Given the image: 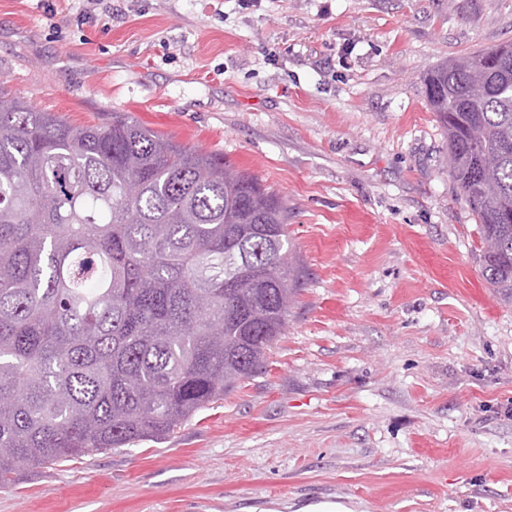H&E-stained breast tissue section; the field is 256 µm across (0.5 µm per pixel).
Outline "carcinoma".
<instances>
[{
  "instance_id": "cac0c4a2",
  "label": "carcinoma",
  "mask_w": 512,
  "mask_h": 512,
  "mask_svg": "<svg viewBox=\"0 0 512 512\" xmlns=\"http://www.w3.org/2000/svg\"><path fill=\"white\" fill-rule=\"evenodd\" d=\"M424 84L512 300V42ZM286 227L223 155L131 117L75 125L0 80V484L163 440L261 370L301 286Z\"/></svg>"
}]
</instances>
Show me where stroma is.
<instances>
[{
  "label": "stroma",
  "instance_id": "obj_1",
  "mask_svg": "<svg viewBox=\"0 0 512 512\" xmlns=\"http://www.w3.org/2000/svg\"><path fill=\"white\" fill-rule=\"evenodd\" d=\"M512 0H0V77L129 115L288 208L304 267L254 377L169 439L25 468L0 512H512V301L422 82Z\"/></svg>",
  "mask_w": 512,
  "mask_h": 512
}]
</instances>
